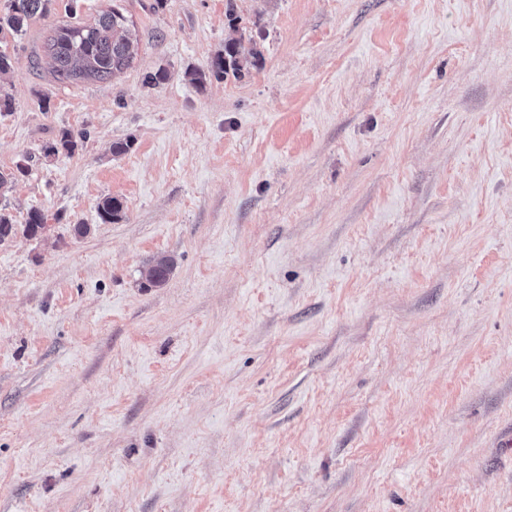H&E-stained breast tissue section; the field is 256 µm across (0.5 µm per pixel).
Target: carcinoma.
<instances>
[{
  "mask_svg": "<svg viewBox=\"0 0 512 512\" xmlns=\"http://www.w3.org/2000/svg\"><path fill=\"white\" fill-rule=\"evenodd\" d=\"M50 0H11L9 12L0 15V33L8 30L16 35L24 32L28 21L48 12ZM241 43L229 42L224 52L210 62L209 70L217 78L232 75L242 78L256 67L262 53L252 47L248 54L240 50ZM47 56L52 72L58 81L75 79L80 76L105 79L123 69L129 63V38L126 17L118 9L99 16L92 26H69L58 29L47 43ZM77 147L73 136L65 132L46 151V156L61 152L71 153ZM99 216L105 223H114L124 215L125 206L117 197L106 196L97 206ZM46 228L45 215L32 210L25 223L17 224L9 212L8 203H0V243L21 234L35 238ZM174 258L169 255L155 257L144 271L145 280L153 287L162 286L174 268Z\"/></svg>",
  "mask_w": 512,
  "mask_h": 512,
  "instance_id": "1",
  "label": "carcinoma"
}]
</instances>
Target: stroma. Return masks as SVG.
Listing matches in <instances>:
<instances>
[{"label": "stroma", "instance_id": "stroma-1", "mask_svg": "<svg viewBox=\"0 0 512 512\" xmlns=\"http://www.w3.org/2000/svg\"><path fill=\"white\" fill-rule=\"evenodd\" d=\"M114 7L129 66L58 82ZM0 49L47 222L0 244V512H512V0H51ZM239 41L229 42L224 45V52L217 54L210 62L209 70L217 78H224L231 74L235 78H242L255 68L262 53L257 47H252L248 56L240 50ZM174 264V258L169 255L155 257L143 273L145 280L153 287L162 286L172 272Z\"/></svg>", "mask_w": 512, "mask_h": 512}]
</instances>
